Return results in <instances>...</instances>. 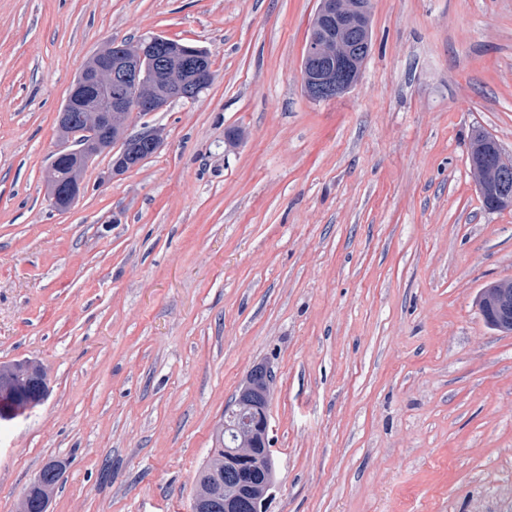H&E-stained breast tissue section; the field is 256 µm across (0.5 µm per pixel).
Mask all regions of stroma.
<instances>
[{
  "instance_id": "obj_1",
  "label": "stroma",
  "mask_w": 512,
  "mask_h": 512,
  "mask_svg": "<svg viewBox=\"0 0 512 512\" xmlns=\"http://www.w3.org/2000/svg\"><path fill=\"white\" fill-rule=\"evenodd\" d=\"M319 0H0V364L49 396L0 423V512L48 463L47 512H189L242 379L266 363L271 512H512V279L473 129L512 156V0H372L345 95L300 80ZM148 33L214 80L146 116L161 147L54 210L58 113L89 56ZM241 136L228 140L227 132ZM501 288H510L512 290V280L511 279H500L493 281L487 284L483 289L478 298L477 304L480 311V314L485 322V324L492 330L501 331V332H512V321L504 325L498 322L495 318L490 316L487 312L488 301L492 297V295L499 291Z\"/></svg>"
}]
</instances>
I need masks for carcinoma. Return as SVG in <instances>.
Instances as JSON below:
<instances>
[{
	"instance_id": "1",
	"label": "carcinoma",
	"mask_w": 512,
	"mask_h": 512,
	"mask_svg": "<svg viewBox=\"0 0 512 512\" xmlns=\"http://www.w3.org/2000/svg\"><path fill=\"white\" fill-rule=\"evenodd\" d=\"M167 66H181L185 56L195 53L210 56L204 48L169 40ZM128 115H112V133L96 145L97 154L112 146L120 129L127 126ZM502 288L512 289L511 279L487 284L477 304L485 324L492 330L512 332V322L504 325L487 312L488 301ZM266 365L258 364L248 372L238 387L231 405L224 411V421L213 431V445L207 459L194 476L191 501L200 512H224V504L246 498L253 505L266 504L278 485L277 462L269 448V406L273 398L275 375L264 373ZM46 372L33 360H16L0 365V422L12 421L26 411L41 405L48 394L44 383ZM42 482L28 490L27 512H47L50 496L55 491L61 470L49 465L41 470Z\"/></svg>"
}]
</instances>
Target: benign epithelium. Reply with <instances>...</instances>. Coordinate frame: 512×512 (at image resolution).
<instances>
[{
	"label": "benign epithelium",
	"mask_w": 512,
	"mask_h": 512,
	"mask_svg": "<svg viewBox=\"0 0 512 512\" xmlns=\"http://www.w3.org/2000/svg\"><path fill=\"white\" fill-rule=\"evenodd\" d=\"M370 8L371 0H320L317 17L321 20L322 36L306 43L305 65L301 71V82L312 100L336 99L353 86L350 69L355 52L348 44L338 41L336 32L362 28V17ZM147 61L157 63V72H163L165 60L158 34L146 36L132 55L118 43L109 45L97 65L72 85L66 105L59 112V123L69 131L68 139L53 152L47 174L48 193L56 210H67L83 193V184L65 185L58 170L76 155L84 164H91L94 153L89 143L100 141L112 126V113L158 112L178 97L193 99L197 83L214 78L210 58L197 55L183 62L188 78L170 81L164 90L141 96ZM487 141L494 168L512 169V157L505 155L495 137L489 134ZM160 144V134L145 127L123 141L120 160L136 156L145 145L157 148Z\"/></svg>",
	"instance_id": "7a95c632"
}]
</instances>
